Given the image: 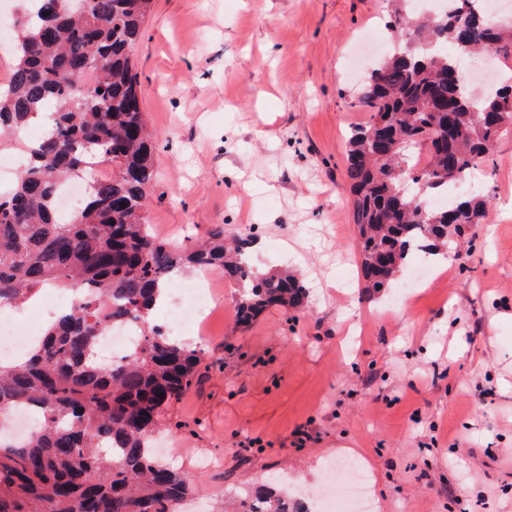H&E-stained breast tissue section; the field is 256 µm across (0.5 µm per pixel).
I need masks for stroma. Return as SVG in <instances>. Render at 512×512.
I'll use <instances>...</instances> for the list:
<instances>
[{"mask_svg":"<svg viewBox=\"0 0 512 512\" xmlns=\"http://www.w3.org/2000/svg\"><path fill=\"white\" fill-rule=\"evenodd\" d=\"M394 0H153L134 49L156 132L147 217L180 247L216 224L253 241L258 269L293 270L303 310L235 317L238 290L212 272L220 310L197 379L164 415L171 463L204 512L286 476L326 483L350 457L376 512H512V134L463 192L488 195L445 295L356 287L346 134ZM224 462L198 469L199 457Z\"/></svg>","mask_w":512,"mask_h":512,"instance_id":"obj_1","label":"stroma"}]
</instances>
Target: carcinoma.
<instances>
[{
    "mask_svg": "<svg viewBox=\"0 0 512 512\" xmlns=\"http://www.w3.org/2000/svg\"><path fill=\"white\" fill-rule=\"evenodd\" d=\"M448 2L436 17L395 9L386 26L397 45L361 92L371 118L349 131L345 177L368 294L392 287L419 252H457L483 223V198L430 200L487 160L512 128V77L476 102L447 50L497 55L512 49V29L477 0ZM34 4L36 14L9 23L16 59L0 90V141L20 139L37 118L50 133L24 144L18 183L0 192V306L48 284L76 289L81 302L46 326L21 363L0 367V414L32 407L40 416L27 441L0 437V512H171L196 488L147 439L191 386L203 351L151 324L158 293L189 268H220L241 285L236 317L246 324L273 304L303 308L305 288L286 272L246 270L250 242L222 224L190 249L147 224L155 146L132 52L152 0ZM86 73L93 82H81ZM421 153L428 163L418 169ZM96 165L110 175L93 180L60 220L58 187ZM131 319L147 326L132 354L100 361L104 328ZM288 499V490L268 485L240 512H281Z\"/></svg>",
    "mask_w": 512,
    "mask_h": 512,
    "instance_id": "1",
    "label": "carcinoma"
}]
</instances>
